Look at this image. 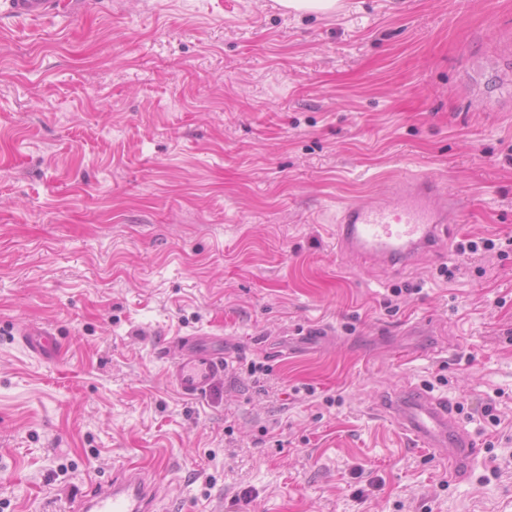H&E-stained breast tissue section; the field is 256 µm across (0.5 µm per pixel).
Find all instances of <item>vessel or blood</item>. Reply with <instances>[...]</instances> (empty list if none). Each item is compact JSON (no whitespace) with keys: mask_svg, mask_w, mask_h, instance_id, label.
Listing matches in <instances>:
<instances>
[{"mask_svg":"<svg viewBox=\"0 0 512 512\" xmlns=\"http://www.w3.org/2000/svg\"><path fill=\"white\" fill-rule=\"evenodd\" d=\"M9 14L28 19L58 17L74 7L73 0H4ZM457 206L440 181L430 175L393 181L367 203L345 204L336 218L340 253L394 268L412 264L422 254L442 255ZM22 345L32 354L58 359L62 346L46 327L20 331ZM175 358L166 378L181 395H206L224 376V342L205 335L176 337ZM381 412L409 431L448 466L449 480L459 479L478 455V446L446 404L425 393L385 402ZM80 512H155V484L148 470L122 467L112 480L96 484L78 503Z\"/></svg>","mask_w":512,"mask_h":512,"instance_id":"vessel-or-blood-1","label":"vessel or blood"}]
</instances>
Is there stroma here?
I'll list each match as a JSON object with an SVG mask.
<instances>
[{
	"instance_id": "stroma-1",
	"label": "stroma",
	"mask_w": 512,
	"mask_h": 512,
	"mask_svg": "<svg viewBox=\"0 0 512 512\" xmlns=\"http://www.w3.org/2000/svg\"><path fill=\"white\" fill-rule=\"evenodd\" d=\"M416 174L457 201L446 257L338 254L337 208ZM510 235L512 0L0 13V512L129 463L156 512H512V246L455 250ZM201 332L268 374L184 398ZM413 386L479 443L465 479L380 413ZM278 4L292 13L332 14L340 8L339 0H277ZM19 338L29 352L44 360H56L62 353L59 339L49 328H25L19 332Z\"/></svg>"
}]
</instances>
